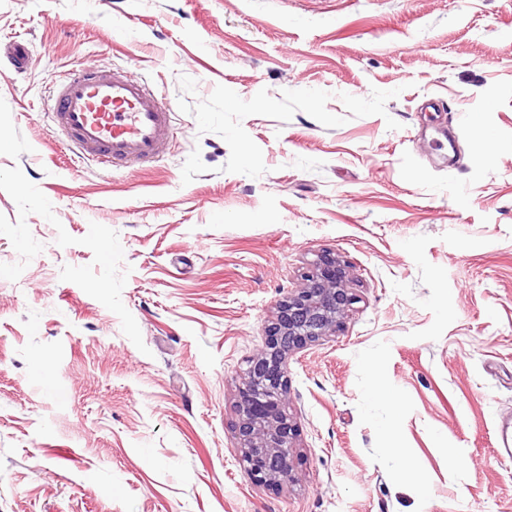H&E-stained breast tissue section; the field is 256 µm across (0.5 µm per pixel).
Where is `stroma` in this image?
I'll return each mask as SVG.
<instances>
[{"mask_svg": "<svg viewBox=\"0 0 512 512\" xmlns=\"http://www.w3.org/2000/svg\"><path fill=\"white\" fill-rule=\"evenodd\" d=\"M85 66L171 102L163 160L75 161ZM327 253L354 301L260 485L242 373ZM503 420L512 0H0V512H512Z\"/></svg>", "mask_w": 512, "mask_h": 512, "instance_id": "1", "label": "stroma"}]
</instances>
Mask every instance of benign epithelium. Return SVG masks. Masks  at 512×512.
Masks as SVG:
<instances>
[{
  "instance_id": "1",
  "label": "benign epithelium",
  "mask_w": 512,
  "mask_h": 512,
  "mask_svg": "<svg viewBox=\"0 0 512 512\" xmlns=\"http://www.w3.org/2000/svg\"><path fill=\"white\" fill-rule=\"evenodd\" d=\"M348 266L325 256L300 290L279 304L269 328L270 341L250 360L243 374L235 434L248 470L260 483L292 478L289 456L292 425L288 399V355L304 343L336 333L352 305Z\"/></svg>"
}]
</instances>
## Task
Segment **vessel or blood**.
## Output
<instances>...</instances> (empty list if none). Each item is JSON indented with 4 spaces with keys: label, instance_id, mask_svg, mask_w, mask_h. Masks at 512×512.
<instances>
[{
    "label": "vessel or blood",
    "instance_id": "b4317fda",
    "mask_svg": "<svg viewBox=\"0 0 512 512\" xmlns=\"http://www.w3.org/2000/svg\"><path fill=\"white\" fill-rule=\"evenodd\" d=\"M50 95L54 123L80 161L127 168L164 156L171 107L133 76L84 68L53 83Z\"/></svg>",
    "mask_w": 512,
    "mask_h": 512
}]
</instances>
